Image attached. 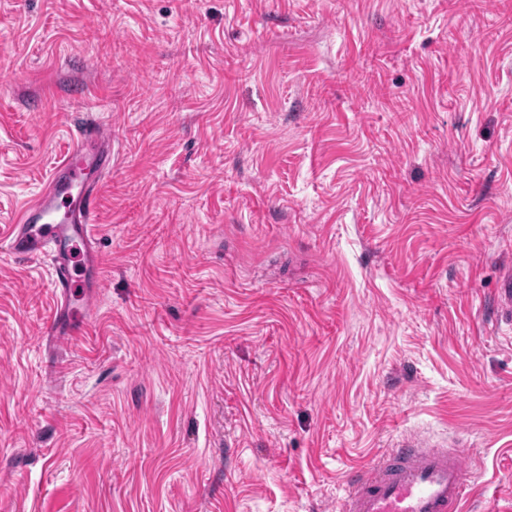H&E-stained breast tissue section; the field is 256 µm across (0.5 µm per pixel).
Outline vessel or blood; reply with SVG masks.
Masks as SVG:
<instances>
[{
	"label": "vessel or blood",
	"mask_w": 512,
	"mask_h": 512,
	"mask_svg": "<svg viewBox=\"0 0 512 512\" xmlns=\"http://www.w3.org/2000/svg\"><path fill=\"white\" fill-rule=\"evenodd\" d=\"M112 169V131L93 124L59 160L48 187L24 209L5 249L14 257L48 259L56 310L47 339L63 343L78 335L85 311L74 303L77 263L93 265L99 181L89 172ZM340 512H461L471 492L458 449L410 440L387 449L366 467L345 476Z\"/></svg>",
	"instance_id": "vessel-or-blood-1"
}]
</instances>
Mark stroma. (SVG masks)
Returning <instances> with one entry per match:
<instances>
[{
  "instance_id": "obj_1",
  "label": "stroma",
  "mask_w": 512,
  "mask_h": 512,
  "mask_svg": "<svg viewBox=\"0 0 512 512\" xmlns=\"http://www.w3.org/2000/svg\"><path fill=\"white\" fill-rule=\"evenodd\" d=\"M94 122L87 328L0 254V512H338L407 438L512 512V0H0V239Z\"/></svg>"
}]
</instances>
